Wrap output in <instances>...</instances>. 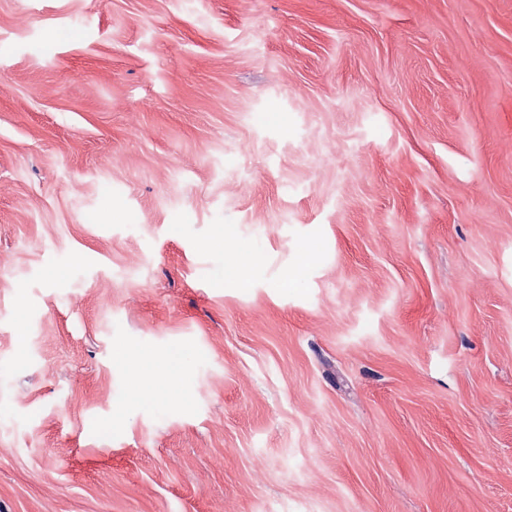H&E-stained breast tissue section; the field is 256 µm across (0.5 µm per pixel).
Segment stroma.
<instances>
[{
    "label": "stroma",
    "instance_id": "stroma-1",
    "mask_svg": "<svg viewBox=\"0 0 512 512\" xmlns=\"http://www.w3.org/2000/svg\"><path fill=\"white\" fill-rule=\"evenodd\" d=\"M0 512H512V0H0ZM255 262L254 256L244 246L241 245L238 250L237 261L229 269H225V274L236 280L241 286L249 284V271Z\"/></svg>",
    "mask_w": 512,
    "mask_h": 512
}]
</instances>
